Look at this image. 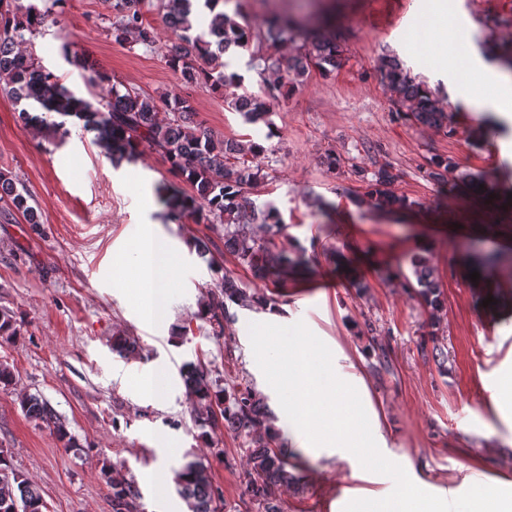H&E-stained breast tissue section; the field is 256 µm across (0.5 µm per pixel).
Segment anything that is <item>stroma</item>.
Returning a JSON list of instances; mask_svg holds the SVG:
<instances>
[{"label": "stroma", "mask_w": 512, "mask_h": 512, "mask_svg": "<svg viewBox=\"0 0 512 512\" xmlns=\"http://www.w3.org/2000/svg\"><path fill=\"white\" fill-rule=\"evenodd\" d=\"M245 23L261 28L272 15L302 17L320 8L332 15L345 53L339 69L311 71L304 84L276 106L274 137L245 123L221 93L189 90L195 119L216 134L265 143L259 201L273 202L285 229L280 245L316 243L314 272H301L293 288L270 282L225 258V270L273 297L281 322H304L328 347H340V368H353L368 387L384 436L383 454L401 464L424 490L452 499L470 486L497 480L512 489V414L488 403L489 381L512 371V275L471 280L465 253L512 248V203L465 189L439 191L423 171L431 157L450 158L459 171L495 174L512 185V122L486 132L490 112L481 92L458 77L451 61L483 59L490 43L512 42V0H450L468 41L452 30L434 36L435 56L416 46L411 18L421 0H241ZM56 21L32 38L40 65L63 83L88 92V75L69 64L88 55L112 76L152 96L184 90L162 50L119 44L105 0H65ZM397 56L416 82L428 87L448 113L447 130L413 124L393 112L378 67ZM14 101L0 94V171L31 192L39 225L22 216L0 218V310L20 330L0 338V363L14 385L0 387V448L15 470L42 490L49 512H112L103 466L120 464L134 482L143 512H189L178 493L175 469L207 458L224 495V512H247L245 458L230 430L202 436L192 400L180 377L183 363L212 362L218 386L246 384L260 393L286 450L295 483L279 488L283 512H342L360 488L356 458L329 448L299 447L288 419L259 369L249 325L265 319L259 307L239 308L223 338L199 319L200 299L213 275L197 254L203 239L223 245L221 228L166 219L158 187L173 183L167 163L142 151L113 166L91 135L72 131L60 139L20 126ZM366 169L389 163L397 193L420 204L414 213L385 214L357 206L363 183L336 177L322 164L327 151ZM333 203L334 220L322 217L314 198ZM156 232L179 264L166 287L167 319L153 320L129 286L140 256L136 242ZM429 256L442 292L438 311L426 308L412 286L411 259ZM365 281L364 289L353 280ZM190 335H182L183 325ZM136 339L134 354L113 352L112 340ZM448 354L438 363L433 347ZM164 373L162 388L142 383ZM47 400L67 422L81 453L65 449L46 428L29 420L23 396ZM166 491L157 494L158 475ZM386 497L392 480L375 475L365 484Z\"/></svg>", "instance_id": "stroma-1"}]
</instances>
